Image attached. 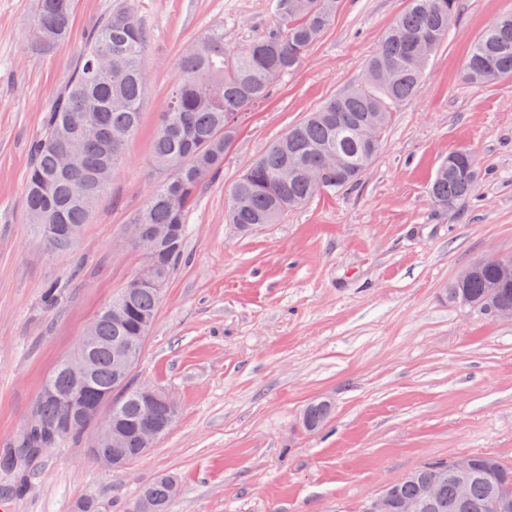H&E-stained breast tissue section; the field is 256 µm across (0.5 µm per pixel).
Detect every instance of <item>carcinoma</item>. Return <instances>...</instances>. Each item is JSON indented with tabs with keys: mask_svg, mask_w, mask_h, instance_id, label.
Masks as SVG:
<instances>
[{
	"mask_svg": "<svg viewBox=\"0 0 512 512\" xmlns=\"http://www.w3.org/2000/svg\"><path fill=\"white\" fill-rule=\"evenodd\" d=\"M459 0H409L369 59L366 72H393L392 81L356 83L292 126L246 167L230 192L228 221L242 230L277 224L318 192L331 193L360 181L376 157L391 112L414 97L431 54L448 37ZM338 0H278L277 19L262 34L238 49L224 47V34L198 39L181 56V79L171 89L153 142L152 164L164 178L152 187L134 223L143 231L173 228L152 257L161 269L160 287L125 286L93 321L95 343L89 353L93 372L84 383L69 372L71 356L46 376L31 414L37 417L13 452L0 456V470L12 472L19 460L46 448L78 440L93 431L92 422L70 403L82 393L83 406L109 407L120 431L119 448L98 440V453H119L124 463L151 447L142 428L162 424L167 412L150 407L132 375L120 377L113 349L131 345L142 351L155 320L163 288L184 258L187 216L200 190L224 167V155L237 135L240 114L269 95L293 72L336 12ZM74 0H38L30 52L53 53L71 34ZM145 34L132 9L118 4L88 36L80 63L55 98L41 135L32 143L24 204L34 231L51 253L68 252L88 223L108 185L125 145L141 122L147 73ZM471 82L512 77V13L482 31L463 62ZM80 138L82 165L65 174L61 154ZM321 171V183L309 182L304 170ZM479 179L471 153L458 150L439 165L431 183L435 206L448 208L471 194ZM494 269H480L463 283H453L450 297L482 315L492 304L512 307V288L491 293ZM331 414L328 402L313 401L301 424L316 430ZM468 507L461 506L452 460L427 461L394 483L395 498L419 499L425 486L441 479L440 497L430 512H496L494 503L512 494V465L489 454L471 459ZM181 493L178 478L161 474L145 483L134 504L139 512H170Z\"/></svg>",
	"mask_w": 512,
	"mask_h": 512,
	"instance_id": "cac0c4a2",
	"label": "carcinoma"
}]
</instances>
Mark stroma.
Here are the masks:
<instances>
[{
    "label": "stroma",
    "mask_w": 512,
    "mask_h": 512,
    "mask_svg": "<svg viewBox=\"0 0 512 512\" xmlns=\"http://www.w3.org/2000/svg\"><path fill=\"white\" fill-rule=\"evenodd\" d=\"M119 0H76L52 56L28 49L35 0H0V455L25 429L51 366L144 264L130 241L160 173L152 143L187 45L215 30L226 47L257 37L276 0H127L146 35L148 89L89 224L48 253L23 203L30 145L86 35ZM407 0H340L304 60L259 107L188 214L185 264L163 290L133 371L179 408L153 448L115 472L85 442L22 462L23 492L0 472V512H125L159 473L183 484L171 512H360L430 460L490 453L512 463V320L459 307L447 290L472 261L512 254V77L465 79L471 42L512 0H459L416 97L400 106L353 187L314 195L280 223L225 221L247 165L290 126L358 82ZM473 153L480 179L441 212L428 189L440 162ZM62 283L47 300L48 283ZM331 402L318 431L307 403Z\"/></svg>",
    "instance_id": "stroma-1"
}]
</instances>
